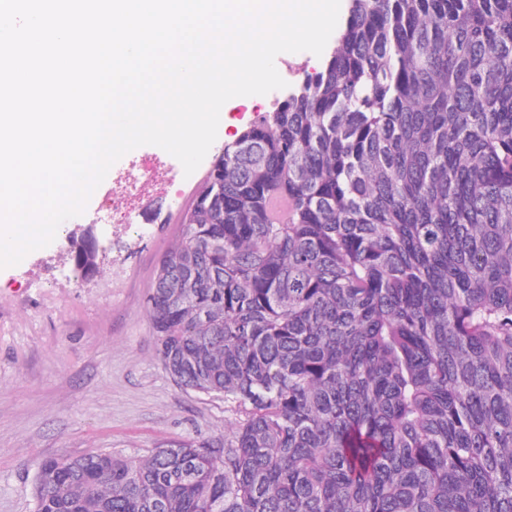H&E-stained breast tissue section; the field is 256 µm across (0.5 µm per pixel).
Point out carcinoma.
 Returning <instances> with one entry per match:
<instances>
[{
	"instance_id": "carcinoma-1",
	"label": "carcinoma",
	"mask_w": 512,
	"mask_h": 512,
	"mask_svg": "<svg viewBox=\"0 0 512 512\" xmlns=\"http://www.w3.org/2000/svg\"><path fill=\"white\" fill-rule=\"evenodd\" d=\"M146 307L228 434L46 459L36 512H512V0H348Z\"/></svg>"
}]
</instances>
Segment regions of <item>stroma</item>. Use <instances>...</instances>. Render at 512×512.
Segmentation results:
<instances>
[{
	"instance_id": "1",
	"label": "stroma",
	"mask_w": 512,
	"mask_h": 512,
	"mask_svg": "<svg viewBox=\"0 0 512 512\" xmlns=\"http://www.w3.org/2000/svg\"><path fill=\"white\" fill-rule=\"evenodd\" d=\"M279 97L275 90L227 101L217 139L192 175L159 147L132 150L51 244L0 269V512H36L38 465L50 457L143 458L223 439V398L181 389L167 374L146 296L216 156L252 120V106L269 111ZM157 160L174 176L178 202L158 190L148 214L114 213L113 181L137 182ZM87 231L97 240L99 271L82 278L68 237Z\"/></svg>"
}]
</instances>
